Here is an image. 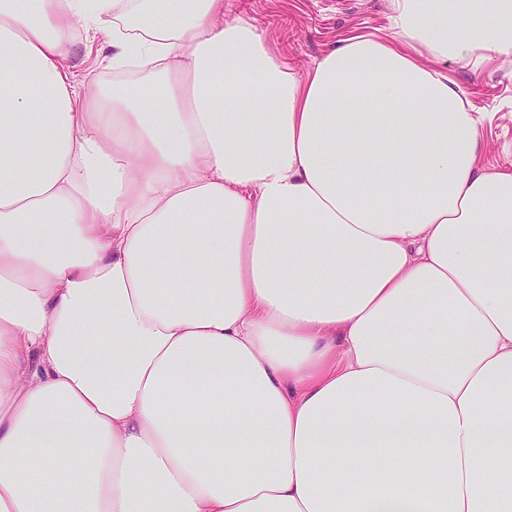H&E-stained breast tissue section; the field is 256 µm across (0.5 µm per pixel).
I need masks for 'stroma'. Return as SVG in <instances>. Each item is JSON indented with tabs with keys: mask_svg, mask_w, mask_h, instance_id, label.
Segmentation results:
<instances>
[{
	"mask_svg": "<svg viewBox=\"0 0 512 512\" xmlns=\"http://www.w3.org/2000/svg\"><path fill=\"white\" fill-rule=\"evenodd\" d=\"M248 14L280 49L287 62L303 70L355 31H389L388 0H225L224 15ZM89 37L78 33L72 63L79 84L88 93L107 87L112 69L101 54L88 47ZM461 94L488 119L481 128L487 167L512 164V57L480 68L449 61Z\"/></svg>",
	"mask_w": 512,
	"mask_h": 512,
	"instance_id": "obj_1",
	"label": "stroma"
}]
</instances>
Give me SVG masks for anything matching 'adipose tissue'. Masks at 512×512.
Returning a JSON list of instances; mask_svg holds the SVG:
<instances>
[{
  "label": "adipose tissue",
  "mask_w": 512,
  "mask_h": 512,
  "mask_svg": "<svg viewBox=\"0 0 512 512\" xmlns=\"http://www.w3.org/2000/svg\"><path fill=\"white\" fill-rule=\"evenodd\" d=\"M390 11L300 72L224 0H0V512H512V165L448 69L512 0ZM91 42L90 37L77 29L76 41L73 46L72 64L76 80L89 93L94 94L98 88H107L112 82V66L102 62L103 54L97 52L96 46L91 51L85 48ZM112 73V74H111Z\"/></svg>",
  "instance_id": "adipose-tissue-1"
}]
</instances>
